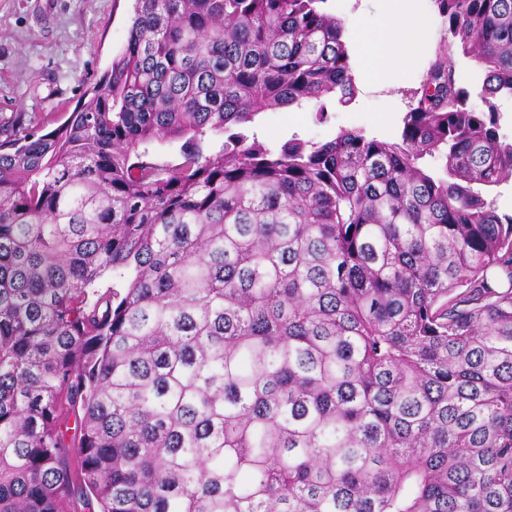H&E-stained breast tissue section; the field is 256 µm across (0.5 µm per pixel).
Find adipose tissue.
<instances>
[{
	"label": "adipose tissue",
	"mask_w": 512,
	"mask_h": 512,
	"mask_svg": "<svg viewBox=\"0 0 512 512\" xmlns=\"http://www.w3.org/2000/svg\"><path fill=\"white\" fill-rule=\"evenodd\" d=\"M407 0H393L392 9L374 30L361 27L360 15H353L351 25L365 57L364 77L368 85L383 82V66L390 60L408 59V38L412 31L426 27L428 20L422 14L410 11Z\"/></svg>",
	"instance_id": "adipose-tissue-1"
}]
</instances>
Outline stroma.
Masks as SVG:
<instances>
[{"mask_svg": "<svg viewBox=\"0 0 512 512\" xmlns=\"http://www.w3.org/2000/svg\"><path fill=\"white\" fill-rule=\"evenodd\" d=\"M428 18L412 63L387 71L377 89L359 87L348 105L330 103L329 120L318 123L313 106L260 114L252 131L272 144L296 136L318 141L342 129L396 140L448 26L432 0H412ZM130 0H0V124L71 111L90 83L124 47Z\"/></svg>", "mask_w": 512, "mask_h": 512, "instance_id": "obj_1", "label": "stroma"}]
</instances>
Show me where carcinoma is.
<instances>
[{
  "mask_svg": "<svg viewBox=\"0 0 512 512\" xmlns=\"http://www.w3.org/2000/svg\"><path fill=\"white\" fill-rule=\"evenodd\" d=\"M327 2L134 0L72 112L0 129V512H512V0H432L399 141L248 136L354 99ZM457 77L460 85L471 91L469 105L477 111L486 110L482 99L477 95V90L484 79L482 68L473 60L462 58L458 66Z\"/></svg>",
  "mask_w": 512,
  "mask_h": 512,
  "instance_id": "carcinoma-1",
  "label": "carcinoma"
}]
</instances>
